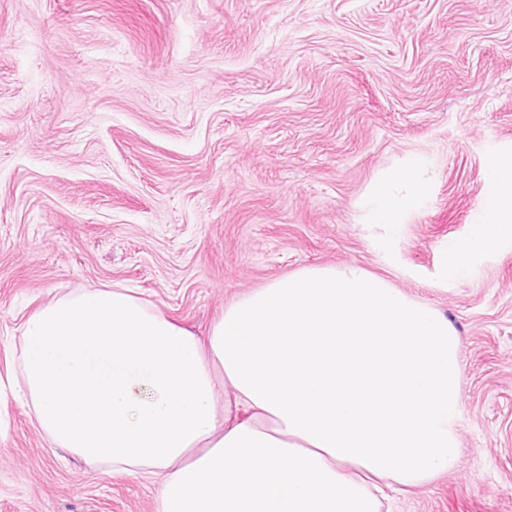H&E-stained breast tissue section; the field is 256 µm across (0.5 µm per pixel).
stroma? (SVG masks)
Masks as SVG:
<instances>
[{
  "mask_svg": "<svg viewBox=\"0 0 512 512\" xmlns=\"http://www.w3.org/2000/svg\"><path fill=\"white\" fill-rule=\"evenodd\" d=\"M512 156V0H0V512H157V482L54 445L14 376L24 321L124 286L206 333L356 263L460 337V454L388 512H512V238L444 263ZM430 181L396 235L381 176Z\"/></svg>",
  "mask_w": 512,
  "mask_h": 512,
  "instance_id": "1",
  "label": "stroma"
}]
</instances>
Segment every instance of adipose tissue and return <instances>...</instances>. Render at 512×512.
<instances>
[{"label": "adipose tissue", "mask_w": 512, "mask_h": 512, "mask_svg": "<svg viewBox=\"0 0 512 512\" xmlns=\"http://www.w3.org/2000/svg\"><path fill=\"white\" fill-rule=\"evenodd\" d=\"M446 263L467 275L512 237V161ZM424 181L390 173L396 230ZM20 374L52 441L117 474L161 476L157 512H380L459 454V341L447 318L354 264L305 267L225 307L206 338L129 289L51 302L22 326ZM223 412H216V401Z\"/></svg>", "instance_id": "ef3b65f1"}]
</instances>
